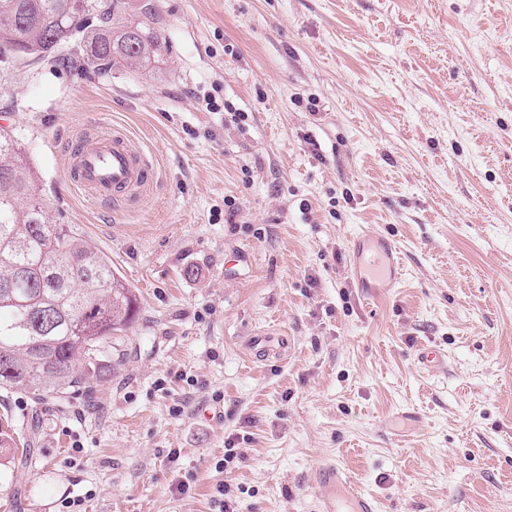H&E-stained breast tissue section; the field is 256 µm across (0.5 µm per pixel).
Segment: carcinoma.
Returning a JSON list of instances; mask_svg holds the SVG:
<instances>
[{"label":"carcinoma","instance_id":"1","mask_svg":"<svg viewBox=\"0 0 512 512\" xmlns=\"http://www.w3.org/2000/svg\"><path fill=\"white\" fill-rule=\"evenodd\" d=\"M121 0H0V68L73 58L100 74L144 67L165 43ZM134 295L111 259L50 221L16 135L0 127V389L42 400L103 376ZM85 369L75 371L77 358Z\"/></svg>","mask_w":512,"mask_h":512}]
</instances>
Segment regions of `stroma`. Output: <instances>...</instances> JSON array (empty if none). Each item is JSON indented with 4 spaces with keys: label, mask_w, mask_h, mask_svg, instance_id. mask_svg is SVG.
<instances>
[{
    "label": "stroma",
    "mask_w": 512,
    "mask_h": 512,
    "mask_svg": "<svg viewBox=\"0 0 512 512\" xmlns=\"http://www.w3.org/2000/svg\"><path fill=\"white\" fill-rule=\"evenodd\" d=\"M125 7L166 41L149 66L0 71L51 220L137 300L89 389L0 391L36 448L0 447V512H219L223 483L236 512H317L325 461L378 512H512V0ZM91 126L153 156L152 194L73 190ZM362 231L401 258L380 294ZM266 332L288 348L255 359Z\"/></svg>",
    "instance_id": "1"
}]
</instances>
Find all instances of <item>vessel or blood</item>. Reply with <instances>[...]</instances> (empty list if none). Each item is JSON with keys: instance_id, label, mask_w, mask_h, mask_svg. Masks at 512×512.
Segmentation results:
<instances>
[{"instance_id": "vessel-or-blood-1", "label": "vessel or blood", "mask_w": 512, "mask_h": 512, "mask_svg": "<svg viewBox=\"0 0 512 512\" xmlns=\"http://www.w3.org/2000/svg\"><path fill=\"white\" fill-rule=\"evenodd\" d=\"M74 190L92 199L130 204L152 193L157 170L145 150L119 129L88 132L70 152L65 167ZM356 256L371 254V277L361 287H394L401 278V260L392 242L381 235H359L353 240ZM318 512H377L375 499L358 490L334 463L322 464L314 478Z\"/></svg>"}]
</instances>
